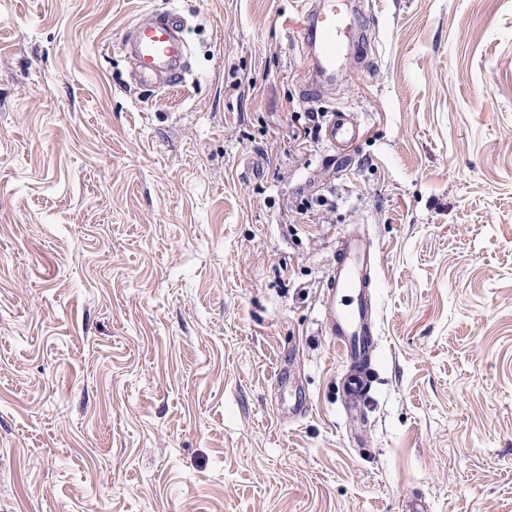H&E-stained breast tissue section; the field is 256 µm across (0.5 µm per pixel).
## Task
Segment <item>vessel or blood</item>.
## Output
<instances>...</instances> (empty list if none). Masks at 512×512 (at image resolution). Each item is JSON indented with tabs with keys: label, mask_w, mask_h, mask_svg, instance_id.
I'll return each mask as SVG.
<instances>
[{
	"label": "vessel or blood",
	"mask_w": 512,
	"mask_h": 512,
	"mask_svg": "<svg viewBox=\"0 0 512 512\" xmlns=\"http://www.w3.org/2000/svg\"><path fill=\"white\" fill-rule=\"evenodd\" d=\"M307 33L323 78L336 74L346 42L361 39L353 0H309ZM187 22L177 9L136 22L123 39L134 61L140 85L176 86L186 74ZM358 126L352 115L334 113L326 127L327 143L336 149L355 141ZM377 266L373 246L361 228L345 233L327 277L321 311L334 345L345 360L340 397L345 409L361 411L369 399L375 359L373 336L376 306L372 282Z\"/></svg>",
	"instance_id": "vessel-or-blood-1"
}]
</instances>
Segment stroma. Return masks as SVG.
Returning <instances> with one entry per match:
<instances>
[{"mask_svg":"<svg viewBox=\"0 0 512 512\" xmlns=\"http://www.w3.org/2000/svg\"><path fill=\"white\" fill-rule=\"evenodd\" d=\"M302 2L0 0V512H512V0H360L320 95ZM173 7L186 80L141 86L119 38ZM326 127L325 138L333 149H341L358 137V126L352 115L347 112L333 113ZM377 266L373 246L360 227L343 235L327 277L321 311L333 344L345 360L340 397L345 409L361 414L369 399L375 359Z\"/></svg>","mask_w":512,"mask_h":512,"instance_id":"1","label":"stroma"}]
</instances>
